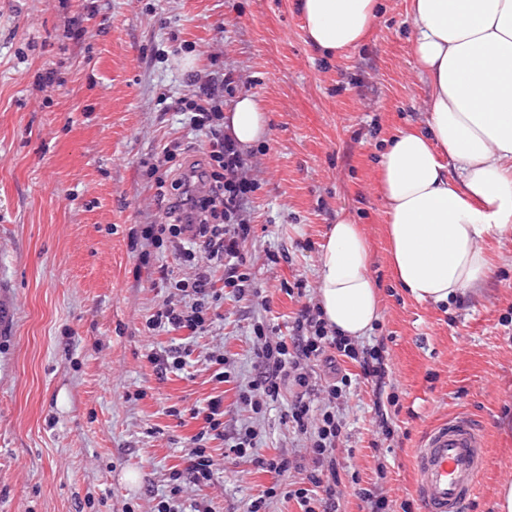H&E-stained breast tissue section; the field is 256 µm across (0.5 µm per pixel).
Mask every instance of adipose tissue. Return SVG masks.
Instances as JSON below:
<instances>
[{"instance_id": "ef3b65f1", "label": "adipose tissue", "mask_w": 512, "mask_h": 512, "mask_svg": "<svg viewBox=\"0 0 512 512\" xmlns=\"http://www.w3.org/2000/svg\"><path fill=\"white\" fill-rule=\"evenodd\" d=\"M309 45L333 56L361 45L380 0H297ZM411 50L428 91L424 125L399 130L378 158L389 258L412 299L445 306L481 287L490 241L512 232V0H408ZM240 147L264 142L260 101L226 117ZM317 304L328 326L360 338L380 318L368 240L346 218L319 256Z\"/></svg>"}]
</instances>
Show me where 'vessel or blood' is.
<instances>
[{
	"instance_id": "vessel-or-blood-1",
	"label": "vessel or blood",
	"mask_w": 512,
	"mask_h": 512,
	"mask_svg": "<svg viewBox=\"0 0 512 512\" xmlns=\"http://www.w3.org/2000/svg\"><path fill=\"white\" fill-rule=\"evenodd\" d=\"M488 464L483 428L470 416L434 425L414 459L422 512H465Z\"/></svg>"
}]
</instances>
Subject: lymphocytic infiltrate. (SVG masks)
I'll return each instance as SVG.
<instances>
[{
	"instance_id": "1",
	"label": "lymphocytic infiltrate",
	"mask_w": 512,
	"mask_h": 512,
	"mask_svg": "<svg viewBox=\"0 0 512 512\" xmlns=\"http://www.w3.org/2000/svg\"><path fill=\"white\" fill-rule=\"evenodd\" d=\"M190 91L176 103L188 116V128L206 138L205 175L210 190L206 197L193 200L192 220L182 224L169 221L173 208L171 191L180 181L171 180V164L182 143L175 140L163 146L159 156L144 164L146 182L155 191V202L164 220L144 225L140 237L144 246L173 248L179 259L192 264L190 278L175 279L161 272L163 285L172 288L174 299L146 322L151 332H184L196 336L208 332L213 324L211 308L224 294L243 297L251 290V275L245 269L242 246L253 232L246 217L247 205L256 184L248 175V162L236 141L224 130V102L234 97L238 82L233 73L212 70L189 78ZM223 271L224 286L216 288L214 274ZM291 338H272L264 324L252 328L253 353L260 373L242 399L255 409L278 400L283 379H293L301 392L288 410V422L298 435L309 441V466L288 496L300 512H341V474L344 467L338 449L345 424L339 404L353 381L373 388L375 424L383 440H393L395 430L389 409L396 404L388 394L390 366L384 343L367 345L336 333L328 327L318 306L303 305L295 319ZM328 365L331 376L324 384L313 385L318 364ZM203 425L190 437L189 470L194 486L212 484L220 467L210 453L209 441L224 436V408L214 398L202 412ZM254 431L238 434L229 447L231 456L250 458L258 470L283 476L300 468L297 461L280 454L262 455L256 451Z\"/></svg>"
}]
</instances>
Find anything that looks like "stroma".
I'll return each mask as SVG.
<instances>
[{
  "mask_svg": "<svg viewBox=\"0 0 512 512\" xmlns=\"http://www.w3.org/2000/svg\"><path fill=\"white\" fill-rule=\"evenodd\" d=\"M383 6L370 38L330 59L307 43L294 0H0V512H153L170 472L188 468L194 411L216 396L215 458L250 426L259 453L304 456L286 418L294 383L258 414L239 393L258 373L253 324L291 336L302 301L285 290L316 291L325 233L344 216L370 244L382 313L364 341L388 348L401 438L375 452L372 391L356 385L341 460L366 484L385 463L384 494L414 500L423 434L469 413L490 463L468 512H497L512 484V238L493 243L481 290L449 308L394 280L375 169L384 138L424 123L427 91L405 0ZM214 65L268 118V139L249 150L258 188L244 255L256 292L219 301L205 335L151 334L146 321L169 294L159 266L189 268L173 251L132 246L156 215L141 162L180 136L181 164L203 159L204 139L185 138L175 103ZM50 69L55 83L40 86ZM182 342L185 370L160 376L151 354ZM218 347L224 384L207 361ZM270 484L243 458L188 492L211 512H246Z\"/></svg>",
  "mask_w": 512,
  "mask_h": 512,
  "instance_id": "35a3bbf8",
  "label": "stroma"
}]
</instances>
